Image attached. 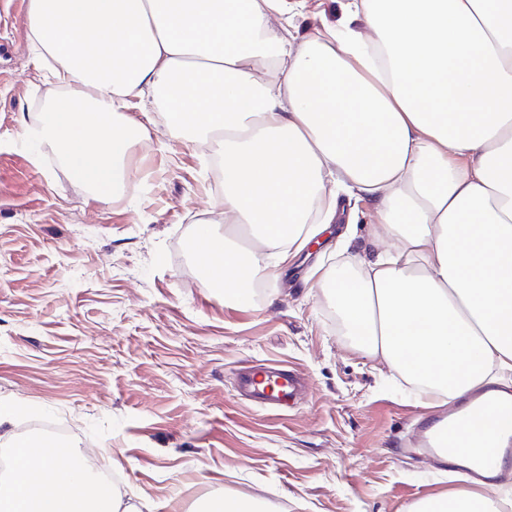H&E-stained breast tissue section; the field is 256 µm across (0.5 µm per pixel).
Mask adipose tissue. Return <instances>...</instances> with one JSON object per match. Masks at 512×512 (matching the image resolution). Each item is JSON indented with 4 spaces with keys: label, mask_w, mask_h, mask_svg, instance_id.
<instances>
[{
    "label": "adipose tissue",
    "mask_w": 512,
    "mask_h": 512,
    "mask_svg": "<svg viewBox=\"0 0 512 512\" xmlns=\"http://www.w3.org/2000/svg\"><path fill=\"white\" fill-rule=\"evenodd\" d=\"M306 0H29L37 73L63 95L38 139L105 197L138 132L117 116L149 89L170 127L223 131L224 221L211 276L243 298L266 249L334 223L337 190L378 205L369 235L394 246L356 279L320 271L344 335L438 397L512 376V0H346L297 39ZM77 464L16 448L11 512H121ZM459 493L409 512H503Z\"/></svg>",
    "instance_id": "ef3b65f1"
}]
</instances>
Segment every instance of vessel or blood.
I'll return each mask as SVG.
<instances>
[{
	"mask_svg": "<svg viewBox=\"0 0 512 512\" xmlns=\"http://www.w3.org/2000/svg\"><path fill=\"white\" fill-rule=\"evenodd\" d=\"M239 383L264 406L292 399L300 386L292 372L277 369L243 371ZM413 443L477 481H494L498 458L512 455V406L502 404L492 390H484L470 406L458 403L447 411L422 416Z\"/></svg>",
	"mask_w": 512,
	"mask_h": 512,
	"instance_id": "vessel-or-blood-1",
	"label": "vessel or blood"
}]
</instances>
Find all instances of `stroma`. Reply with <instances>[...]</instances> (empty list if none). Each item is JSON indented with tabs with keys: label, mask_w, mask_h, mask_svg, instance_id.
Returning a JSON list of instances; mask_svg holds the SVG:
<instances>
[{
	"label": "stroma",
	"mask_w": 512,
	"mask_h": 512,
	"mask_svg": "<svg viewBox=\"0 0 512 512\" xmlns=\"http://www.w3.org/2000/svg\"><path fill=\"white\" fill-rule=\"evenodd\" d=\"M28 0H0V408L66 420L147 512H208L230 494L252 512H406L473 490L464 471L411 447L414 418L446 406L343 336L312 271L337 261L374 201L341 198L320 251H291L247 300H228L189 250L197 224L224 233L219 144L170 129L158 93L123 119L146 133L129 178L97 198L46 143L27 138L42 101ZM276 366L306 389L269 409L238 374Z\"/></svg>",
	"instance_id": "stroma-1"
}]
</instances>
